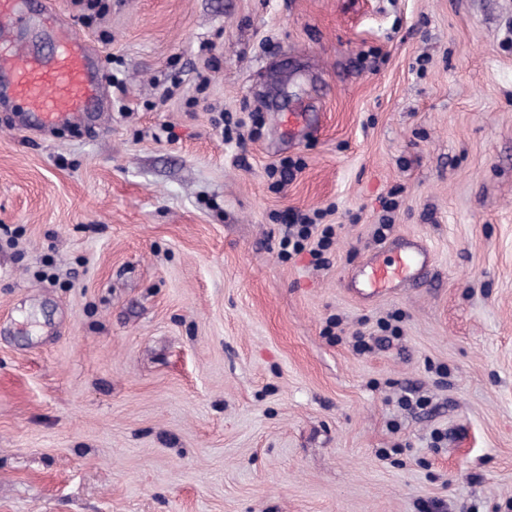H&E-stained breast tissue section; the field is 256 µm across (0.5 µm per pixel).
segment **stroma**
Returning a JSON list of instances; mask_svg holds the SVG:
<instances>
[{
  "label": "stroma",
  "instance_id": "35a3bbf8",
  "mask_svg": "<svg viewBox=\"0 0 512 512\" xmlns=\"http://www.w3.org/2000/svg\"><path fill=\"white\" fill-rule=\"evenodd\" d=\"M53 3L120 84L0 105V512H512V0ZM313 216L299 210L288 214L285 224H282L279 241V253L283 259L290 260L307 250L316 267L326 264L325 254L332 245L334 229L331 224H316L315 217L320 218L318 211ZM431 255L428 248L419 241H408L393 257L383 263H371L361 272L362 283L369 295L379 294L383 288L395 282L416 278L429 267Z\"/></svg>",
  "mask_w": 512,
  "mask_h": 512
}]
</instances>
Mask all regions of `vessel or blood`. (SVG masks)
<instances>
[{
	"instance_id": "1",
	"label": "vessel or blood",
	"mask_w": 512,
	"mask_h": 512,
	"mask_svg": "<svg viewBox=\"0 0 512 512\" xmlns=\"http://www.w3.org/2000/svg\"><path fill=\"white\" fill-rule=\"evenodd\" d=\"M43 20L56 29L57 48L51 57L33 52L23 39L29 12L20 0H0V101L13 102L33 128L62 125L90 114L108 82L84 36L64 26L51 0ZM431 262L428 248L406 242L393 260L363 269L362 283L371 294L420 275Z\"/></svg>"
}]
</instances>
